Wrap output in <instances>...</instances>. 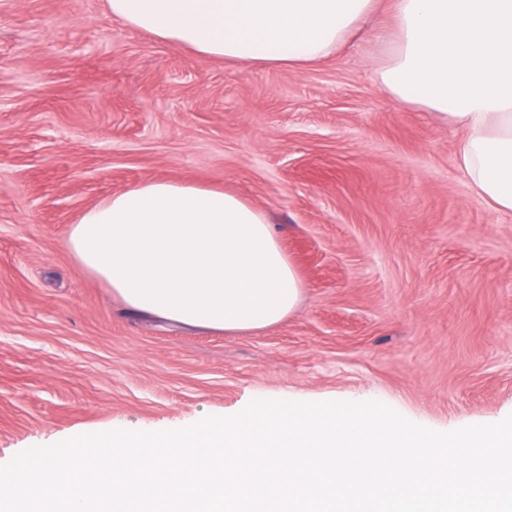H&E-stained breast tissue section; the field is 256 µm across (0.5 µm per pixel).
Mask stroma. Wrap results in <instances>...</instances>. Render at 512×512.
<instances>
[{
	"mask_svg": "<svg viewBox=\"0 0 512 512\" xmlns=\"http://www.w3.org/2000/svg\"><path fill=\"white\" fill-rule=\"evenodd\" d=\"M392 22L382 0L328 58L252 66L107 0H0V464L259 397H363L438 432L512 414V212L459 169V127L382 86ZM148 179L263 210L304 283L296 311L224 334L126 310L67 238Z\"/></svg>",
	"mask_w": 512,
	"mask_h": 512,
	"instance_id": "35a3bbf8",
	"label": "stroma"
}]
</instances>
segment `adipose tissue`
Listing matches in <instances>:
<instances>
[{"label":"adipose tissue","mask_w":512,"mask_h":512,"mask_svg":"<svg viewBox=\"0 0 512 512\" xmlns=\"http://www.w3.org/2000/svg\"><path fill=\"white\" fill-rule=\"evenodd\" d=\"M378 0H108L113 15L199 57L302 66L371 21ZM380 71L398 99L460 126L458 165L512 212V0H392ZM68 248L131 310L255 331L292 314L303 281L267 214L241 196L150 179L72 224Z\"/></svg>","instance_id":"adipose-tissue-1"}]
</instances>
